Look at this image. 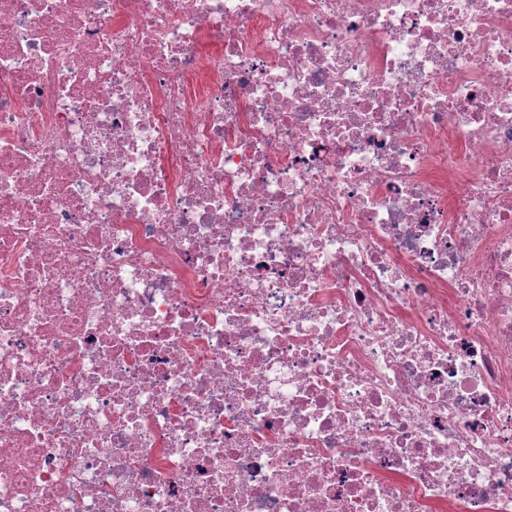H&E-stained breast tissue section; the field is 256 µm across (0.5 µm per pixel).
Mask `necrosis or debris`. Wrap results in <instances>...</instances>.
Returning <instances> with one entry per match:
<instances>
[{
	"label": "necrosis or debris",
	"instance_id": "obj_1",
	"mask_svg": "<svg viewBox=\"0 0 512 512\" xmlns=\"http://www.w3.org/2000/svg\"><path fill=\"white\" fill-rule=\"evenodd\" d=\"M0 512H512V0H0Z\"/></svg>",
	"mask_w": 512,
	"mask_h": 512
}]
</instances>
